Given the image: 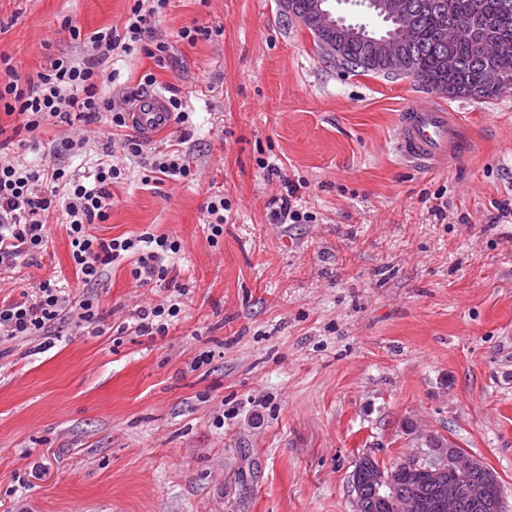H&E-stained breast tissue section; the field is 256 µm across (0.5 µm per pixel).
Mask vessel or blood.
I'll return each instance as SVG.
<instances>
[{
	"label": "vessel or blood",
	"instance_id": "vessel-or-blood-1",
	"mask_svg": "<svg viewBox=\"0 0 512 512\" xmlns=\"http://www.w3.org/2000/svg\"><path fill=\"white\" fill-rule=\"evenodd\" d=\"M131 115L138 130L149 137L171 122L167 99L155 92L140 96ZM398 127V151L405 162L418 167H435L459 155L467 145L455 116L427 102L409 104L399 114Z\"/></svg>",
	"mask_w": 512,
	"mask_h": 512
}]
</instances>
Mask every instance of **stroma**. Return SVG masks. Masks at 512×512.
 Listing matches in <instances>:
<instances>
[{
  "mask_svg": "<svg viewBox=\"0 0 512 512\" xmlns=\"http://www.w3.org/2000/svg\"><path fill=\"white\" fill-rule=\"evenodd\" d=\"M130 6L0 0V54L35 77L47 55L83 51L64 18L89 33ZM196 25L211 38H180ZM150 37L169 44L165 66L115 51L104 94L119 111L182 96L188 123L144 153H186L192 174L127 161L90 232L165 233L182 250L168 287L140 285L128 258L86 286L56 214L42 258L0 274V300L48 280L73 303L97 296L102 317L0 338V512H352L363 456L392 467L430 435L496 471L512 512V222L497 217L512 202V86L451 99L345 69L281 0H167ZM427 99L470 138L430 169L396 145L400 112ZM288 180L315 223L270 222ZM214 194L231 203L215 246ZM172 303L167 335L136 333L138 307Z\"/></svg>",
  "mask_w": 512,
  "mask_h": 512,
  "instance_id": "35a3bbf8",
  "label": "stroma"
}]
</instances>
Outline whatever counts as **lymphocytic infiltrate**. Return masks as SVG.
<instances>
[{
    "label": "lymphocytic infiltrate",
    "instance_id": "lymphocytic-infiltrate-1",
    "mask_svg": "<svg viewBox=\"0 0 512 512\" xmlns=\"http://www.w3.org/2000/svg\"><path fill=\"white\" fill-rule=\"evenodd\" d=\"M166 0H133L122 28H103L83 35L71 18L62 27L72 39L82 41V57L48 56L35 77L21 79L10 57L0 56V108L16 117L20 127L36 131L52 124L72 127L106 122L123 128L126 113L114 111L102 94L100 71L116 50H129L144 42V52L163 65L169 47L162 41L146 42L150 21ZM0 126V271L16 268L42 255L49 244L48 218L61 213L69 237L76 274L84 284H96L107 265L121 257L134 260L132 275L143 285L165 283L169 261L182 248L179 239L166 234L143 233L134 238L103 240L89 227L104 222L112 208V185L125 169L113 161L111 143H103L92 181L74 178L64 166L35 167L16 156H6ZM97 297L69 304L50 283H40L36 294L7 305L0 303V335L11 339L55 335L59 324L95 323L99 320Z\"/></svg>",
    "mask_w": 512,
    "mask_h": 512
}]
</instances>
